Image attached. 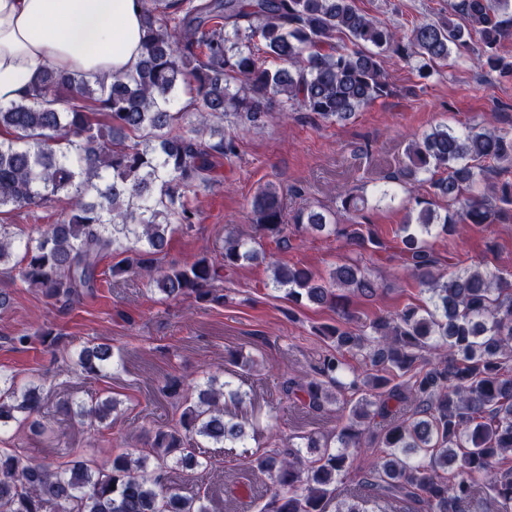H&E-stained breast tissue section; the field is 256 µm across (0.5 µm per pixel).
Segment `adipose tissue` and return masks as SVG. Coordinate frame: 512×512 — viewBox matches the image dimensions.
<instances>
[{"label":"adipose tissue","mask_w":512,"mask_h":512,"mask_svg":"<svg viewBox=\"0 0 512 512\" xmlns=\"http://www.w3.org/2000/svg\"><path fill=\"white\" fill-rule=\"evenodd\" d=\"M141 18V0H0V103L23 98L42 70L135 72Z\"/></svg>","instance_id":"adipose-tissue-1"}]
</instances>
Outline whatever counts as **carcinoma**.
Wrapping results in <instances>:
<instances>
[{
  "instance_id": "cac0c4a2",
  "label": "carcinoma",
  "mask_w": 512,
  "mask_h": 512,
  "mask_svg": "<svg viewBox=\"0 0 512 512\" xmlns=\"http://www.w3.org/2000/svg\"><path fill=\"white\" fill-rule=\"evenodd\" d=\"M512 39V0H451L448 21L420 23L409 33L360 10L355 0H142V59L133 75L92 83L73 72L43 70L28 95L0 105V213H34L55 202L68 219L20 238L0 224V273L48 299L66 302L99 287L104 257L121 255L114 276L137 272L166 299L224 303V273L265 258L256 236L230 230L223 262L201 256L183 265L158 263L171 234L190 229L189 193L220 180V159L236 155L226 126L257 124L272 105L298 109L328 123L350 119L392 94L382 64L391 52L421 68L474 52V63L512 75L499 54ZM189 90L194 120L177 130L173 111ZM512 163V131L477 124L439 125L410 141L386 176L391 184H429L445 206L417 197L386 245L368 224L337 229L356 257L323 276L277 265L272 289L296 305L336 306L348 289L377 293L366 257L392 249L419 286V299L394 313L362 315L320 336L328 348L311 375L288 378L283 398L312 415L337 402L348 416L330 435H275L256 448L251 468L270 480L259 512H512V281L480 263L450 262L440 270L435 243L472 227L512 220V182L488 183V169ZM363 194L346 192L347 212L365 209ZM255 232L281 249L288 223L311 233L331 230L327 211L311 207L286 218L276 191L250 203ZM87 376L124 367L112 345L75 354ZM163 396L181 402L179 417L154 426L143 446L97 459L32 461L0 448V512H209L206 496H187L168 483L173 463L185 471L208 466L204 449L247 445L246 424L228 404L247 394L209 375L187 390L167 378ZM119 401L63 398L55 411L81 425H109ZM47 403L35 380L0 371V433L41 427Z\"/></svg>"
}]
</instances>
